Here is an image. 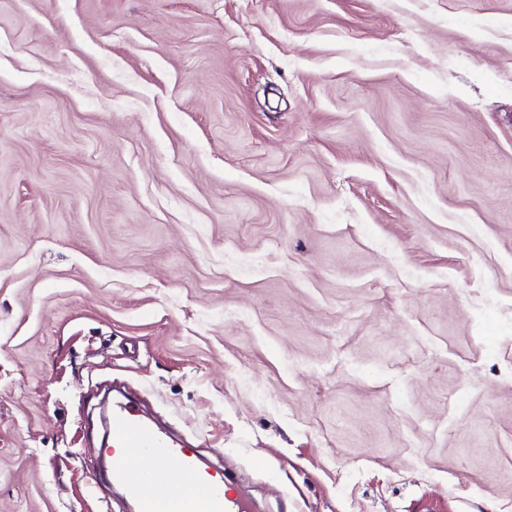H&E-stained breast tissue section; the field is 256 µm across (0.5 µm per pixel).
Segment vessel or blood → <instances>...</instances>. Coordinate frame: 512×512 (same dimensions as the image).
<instances>
[{"label": "vessel or blood", "mask_w": 512, "mask_h": 512, "mask_svg": "<svg viewBox=\"0 0 512 512\" xmlns=\"http://www.w3.org/2000/svg\"><path fill=\"white\" fill-rule=\"evenodd\" d=\"M112 445L126 449L99 480L121 487L137 512H244L223 479L203 469L195 453L146 421L128 400L112 403ZM175 496H167V488Z\"/></svg>", "instance_id": "1"}]
</instances>
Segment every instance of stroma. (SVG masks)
Here are the masks:
<instances>
[{
  "label": "stroma",
  "mask_w": 512,
  "mask_h": 512,
  "mask_svg": "<svg viewBox=\"0 0 512 512\" xmlns=\"http://www.w3.org/2000/svg\"><path fill=\"white\" fill-rule=\"evenodd\" d=\"M112 383L252 512H512V0H0V512H128Z\"/></svg>",
  "instance_id": "obj_1"
}]
</instances>
